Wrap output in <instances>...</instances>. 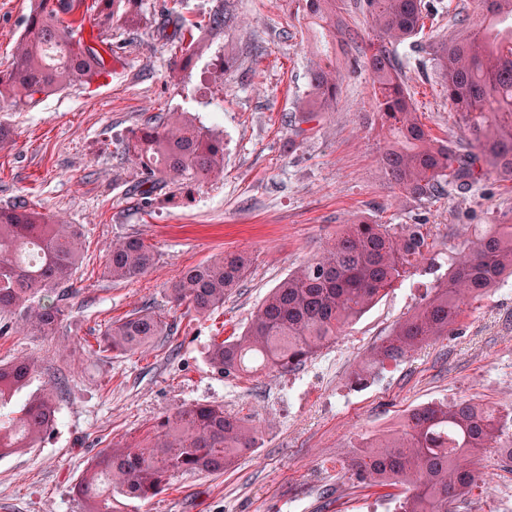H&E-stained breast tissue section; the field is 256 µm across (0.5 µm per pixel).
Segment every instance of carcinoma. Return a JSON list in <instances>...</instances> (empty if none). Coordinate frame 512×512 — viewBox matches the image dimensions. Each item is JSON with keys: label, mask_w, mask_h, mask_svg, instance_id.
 <instances>
[{"label": "carcinoma", "mask_w": 512, "mask_h": 512, "mask_svg": "<svg viewBox=\"0 0 512 512\" xmlns=\"http://www.w3.org/2000/svg\"><path fill=\"white\" fill-rule=\"evenodd\" d=\"M180 0L161 6L162 31L171 49L187 61L204 47L194 31H220L221 11L197 29L186 27ZM320 44L323 61L308 69L311 98L290 120L297 145L335 108L341 65L336 49L356 53L369 73L371 107L388 125L391 138L380 162L390 184L416 201L442 195H471L490 174L512 181V0H481L479 13L457 12L456 34L428 45L431 67L440 78L460 122L453 139L433 135L422 123L403 80L405 64L396 47L422 34L433 5L425 0H354L373 38L358 41L344 13L346 0H292ZM83 0H37L15 49L11 69L0 71V102L35 107L45 96L88 85L105 70V60L66 17ZM99 36L112 27L139 28L144 0H94ZM124 154L141 170L134 194L151 198L165 183L190 177L200 182L224 167V137L184 112L148 118L132 133ZM76 224L50 220L26 201L0 208V318L5 328L55 330L64 310L59 288L69 287L81 258ZM153 247L137 236L112 243L106 272L114 282L148 273ZM448 265L446 278L416 310L373 346L364 368L400 361L423 344L452 336L471 303L512 277V224H490L458 234L448 255L427 224H381L352 218L341 225L319 254L292 271L265 297L240 336L214 342L209 364L225 376L286 373L336 342L342 329L388 289L423 269ZM248 260L224 253L183 271L171 299L197 316L224 305L231 288L247 277ZM172 325L142 309L112 322L100 348L137 352ZM38 376L31 361L0 363V458L33 448L56 422L58 387L44 386L18 399ZM255 426L210 404H193L162 417L146 443L114 446L92 460L73 486L84 512H120V498L147 499L165 491L185 472L220 474L254 452ZM487 448L499 451L512 471V415L470 400L429 402L407 410L389 434L359 443L352 475L369 485H407L401 512H456V505L483 483L473 459Z\"/></svg>", "instance_id": "1"}]
</instances>
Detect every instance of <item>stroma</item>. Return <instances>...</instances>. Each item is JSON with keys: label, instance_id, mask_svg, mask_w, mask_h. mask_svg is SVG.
<instances>
[{"label": "stroma", "instance_id": "stroma-1", "mask_svg": "<svg viewBox=\"0 0 512 512\" xmlns=\"http://www.w3.org/2000/svg\"><path fill=\"white\" fill-rule=\"evenodd\" d=\"M35 0H0V70L13 61ZM229 23L180 66L157 18L137 33L113 30L98 42L89 13L73 18L98 43L104 73L89 87L52 94L33 108L0 104L14 138L0 152V207L26 199L80 225L81 260L54 333L0 335V362L28 358L39 382H61L57 420L34 448L0 459V512H83L72 487L106 448L142 442L164 415L194 403L224 407L260 430L259 448L222 474L177 475L164 493L128 500L122 512H398L404 485L368 486L348 464L360 438L389 433L411 407L467 398L512 411V280L467 309L458 335L412 358L375 369L364 386L352 375L370 348L421 304L444 270L420 272L347 326L336 342L288 374L224 376L207 361L213 339L242 331L262 299L316 256L342 220L430 225L447 245L469 224L491 223L512 207V182L490 178L467 197L418 204L390 188L379 163L387 128L369 116L367 71L345 73L335 110L302 145L288 121L306 100L313 34L290 0H184L192 21L215 10ZM404 79L422 122L439 137L456 118L424 47L407 42ZM232 68H225V58ZM187 112L224 134V170L208 182L162 187L147 208L129 195L141 177L121 143L156 113ZM137 235L156 252L132 283L104 272L113 240ZM236 252L247 277L211 315L186 314L169 290L186 267ZM151 309L177 323L144 352L101 351L113 321ZM475 464L476 488L457 512H512V472L496 449Z\"/></svg>", "mask_w": 512, "mask_h": 512}]
</instances>
